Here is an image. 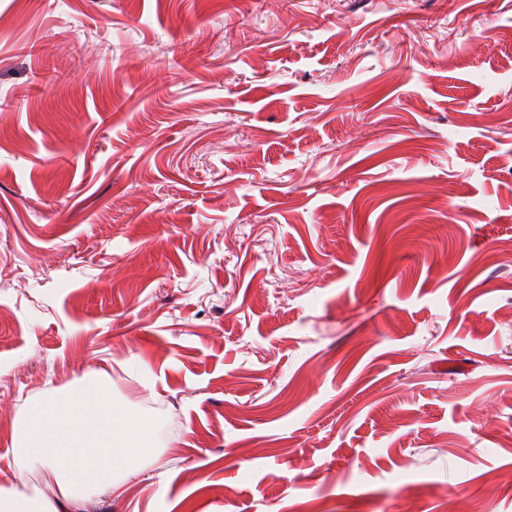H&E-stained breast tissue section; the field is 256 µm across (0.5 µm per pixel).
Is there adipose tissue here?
<instances>
[{"instance_id": "obj_1", "label": "adipose tissue", "mask_w": 512, "mask_h": 512, "mask_svg": "<svg viewBox=\"0 0 512 512\" xmlns=\"http://www.w3.org/2000/svg\"><path fill=\"white\" fill-rule=\"evenodd\" d=\"M13 454L22 467L52 478L58 494L49 500L0 487V512H79L94 491H117L160 458L153 425L117 401L110 383L93 378L30 404L16 426Z\"/></svg>"}]
</instances>
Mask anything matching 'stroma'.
I'll list each match as a JSON object with an SVG mask.
<instances>
[{
  "instance_id": "1",
  "label": "stroma",
  "mask_w": 512,
  "mask_h": 512,
  "mask_svg": "<svg viewBox=\"0 0 512 512\" xmlns=\"http://www.w3.org/2000/svg\"><path fill=\"white\" fill-rule=\"evenodd\" d=\"M97 375L82 512H512V0H0V485ZM153 425L112 397V385L83 379L64 396L30 404L19 420L13 454L58 488L54 500L0 487L1 512H79L93 492L119 490L160 458Z\"/></svg>"
}]
</instances>
